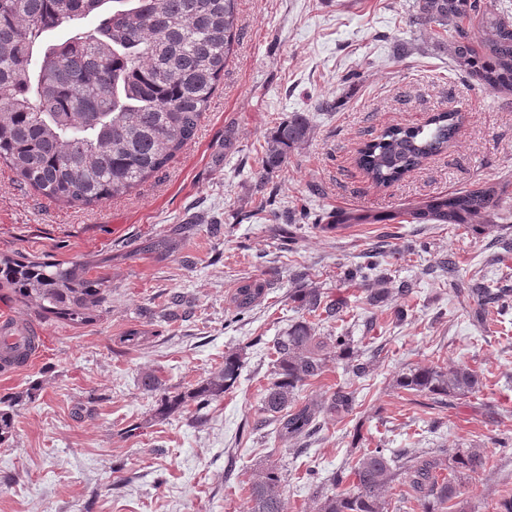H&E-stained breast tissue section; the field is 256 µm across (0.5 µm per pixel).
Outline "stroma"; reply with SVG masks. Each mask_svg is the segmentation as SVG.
Masks as SVG:
<instances>
[{
  "instance_id": "obj_1",
  "label": "stroma",
  "mask_w": 512,
  "mask_h": 512,
  "mask_svg": "<svg viewBox=\"0 0 512 512\" xmlns=\"http://www.w3.org/2000/svg\"><path fill=\"white\" fill-rule=\"evenodd\" d=\"M414 0H238L239 36L195 138L129 194L84 208L51 201L0 162V254L55 261L106 258L112 294L93 324L45 320L0 299V312L37 330V359L0 374V397L39 385L0 445V512H247L245 487L269 465L286 476L288 512H313L316 492L332 493V472L369 448L418 452L485 450L486 471L459 497L461 512H495L512 491V310L479 321L466 284L512 288V94H493L456 69L443 39L407 23ZM412 44L406 57L393 48ZM328 100L332 110H319ZM458 114L442 153L400 181L374 185L357 166L358 149L391 126L424 125ZM310 135L288 163L263 172L261 150L293 115ZM502 183L506 219L474 231L416 224L402 216L418 202L479 184ZM395 213L389 224L329 227L342 212ZM292 215L283 224L279 213ZM177 235L180 248L157 258L147 241ZM453 258V274L439 265ZM377 262L386 303H365L348 270ZM345 302L342 319L318 335L353 336L365 379L353 413L321 417L304 452L286 448L272 426L254 429L272 371V344L300 315L288 297L290 274ZM268 282L243 315L231 294L248 278ZM414 285L398 295L401 282ZM181 296L177 316L167 304ZM144 330L147 343L120 338ZM243 349L236 387L204 416L186 410L164 422L155 396L139 386L158 370L164 387H186ZM466 364L479 393L432 408L397 389L418 366ZM100 398L95 416L81 410ZM141 424L139 436L122 428ZM15 483H6V476Z\"/></svg>"
}]
</instances>
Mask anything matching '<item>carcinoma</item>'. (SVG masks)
<instances>
[{
    "label": "carcinoma",
    "mask_w": 512,
    "mask_h": 512,
    "mask_svg": "<svg viewBox=\"0 0 512 512\" xmlns=\"http://www.w3.org/2000/svg\"><path fill=\"white\" fill-rule=\"evenodd\" d=\"M99 18L92 28L84 20ZM477 21L480 42L471 41L469 25ZM237 0H0V160L18 178L46 198L69 206L94 207L123 196L161 170L191 141L221 78L237 37ZM414 22L442 30L458 70L487 91L512 92V18L487 9L482 0H417ZM69 36L52 41L49 35ZM458 113L440 112L423 126L390 127L358 152L356 162L373 183L387 186L401 180L425 159L448 148ZM310 129L302 117L280 123L267 141L265 169L288 162L304 144ZM504 187L485 183L473 189L421 201L408 211L417 224H488L498 218ZM394 214L346 212L338 224H380ZM145 249L168 256L176 241L158 238ZM293 297L303 311L272 345L274 371L263 389L262 423L276 424L283 442L313 436L319 415L353 410L354 391L341 387L331 402L296 404L298 392L326 372L327 359L316 327L341 318L344 302L304 275L294 278ZM268 282H239L232 303L239 314L265 296ZM0 290L20 307L45 320L84 326L106 311L110 282L102 265L92 261L49 262L40 257L0 256ZM376 306L390 290L381 282L365 289ZM479 313L488 303L503 311L512 289H472ZM336 357L349 379L366 375L354 340L332 338ZM243 366L242 353H224V363L199 378L186 391L161 389L156 371L140 376L143 391L159 394L154 417L166 419L188 403L203 410L235 388ZM402 388L425 393L432 405L479 390L476 371L464 364L416 368L403 375ZM30 387L0 398V444L15 428L19 407L32 399ZM486 463L485 454L470 448L447 462L419 454L405 463L387 448L364 452L348 474L353 489L321 496L315 512H387V493L405 475L421 512L440 508ZM248 512H287L283 479L268 467L248 487Z\"/></svg>",
    "instance_id": "cac0c4a2"
}]
</instances>
